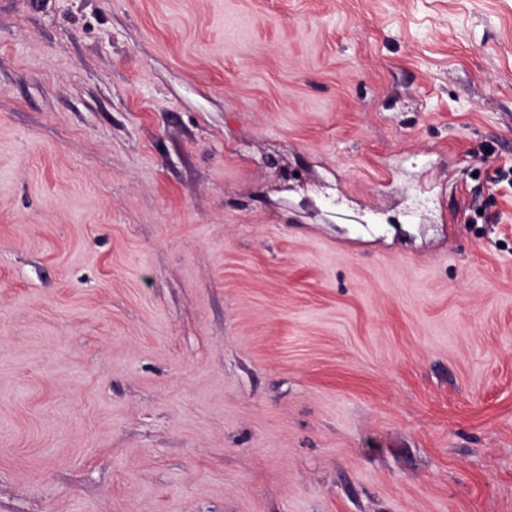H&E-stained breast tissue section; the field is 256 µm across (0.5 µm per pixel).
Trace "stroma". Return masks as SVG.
Returning <instances> with one entry per match:
<instances>
[{
  "mask_svg": "<svg viewBox=\"0 0 512 512\" xmlns=\"http://www.w3.org/2000/svg\"><path fill=\"white\" fill-rule=\"evenodd\" d=\"M512 0H0V512H512Z\"/></svg>",
  "mask_w": 512,
  "mask_h": 512,
  "instance_id": "35a3bbf8",
  "label": "stroma"
}]
</instances>
